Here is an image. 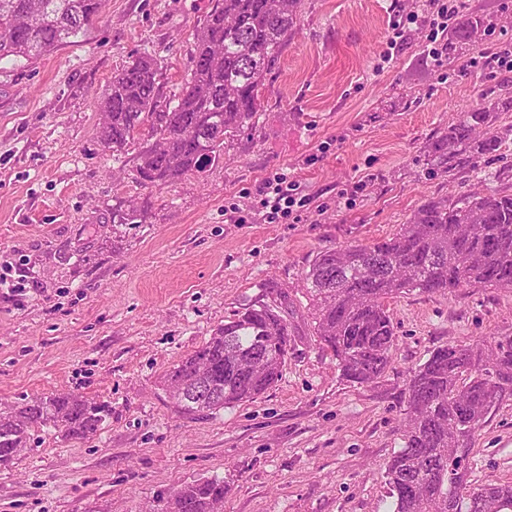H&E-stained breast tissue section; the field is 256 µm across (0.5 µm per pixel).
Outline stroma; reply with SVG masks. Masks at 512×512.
<instances>
[{"mask_svg": "<svg viewBox=\"0 0 512 512\" xmlns=\"http://www.w3.org/2000/svg\"><path fill=\"white\" fill-rule=\"evenodd\" d=\"M485 24L434 61L425 0H302L250 137L200 175L145 188L135 151L98 143L97 101L131 57L161 63L173 97L211 0H106L101 21L35 63L0 62V403L48 393L107 402L97 432L34 433L0 468V512H148L218 475L224 512H375L401 444L412 369L447 344L512 336V290L389 300L397 349L367 384L343 380L313 331L302 275L317 251L392 237L425 202L512 187L499 156L450 175L427 145L482 91L512 97V0H461ZM287 174L304 208L270 218ZM132 200L146 222L113 226ZM276 282L291 342L257 398L187 419L164 375ZM512 481V399L477 432L469 482Z\"/></svg>", "mask_w": 512, "mask_h": 512, "instance_id": "1", "label": "stroma"}]
</instances>
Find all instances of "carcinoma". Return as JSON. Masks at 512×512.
<instances>
[{"label": "carcinoma", "instance_id": "1", "mask_svg": "<svg viewBox=\"0 0 512 512\" xmlns=\"http://www.w3.org/2000/svg\"><path fill=\"white\" fill-rule=\"evenodd\" d=\"M105 0H0V60L34 62L73 43L103 13ZM301 0H215L194 34L188 73L174 99L158 91L160 67L139 55L112 77L99 98L98 142L122 153L138 149L133 179L144 187L202 174L229 145L251 135L260 93L279 68L297 27ZM482 17L466 15L448 28V50L473 42ZM512 98L487 90L429 144V156L450 175L496 156L509 132H494ZM133 201L112 208V223L141 224ZM259 299L233 314L209 339L166 373V392L183 417L210 415L272 388L288 356L287 296L267 284ZM315 307L314 332L348 382L367 384L386 368L397 336L386 302L400 294L451 288L512 289V193L461 195L421 205L388 240L319 251L304 275ZM212 385L209 395L192 388ZM512 398V336L434 349L405 388L402 445L386 466V512H512V481L468 487L466 448L485 419ZM111 406L71 393H52L0 406V467L9 466L38 429L74 439L96 431ZM224 478L177 488L157 512H220Z\"/></svg>", "mask_w": 512, "mask_h": 512}]
</instances>
